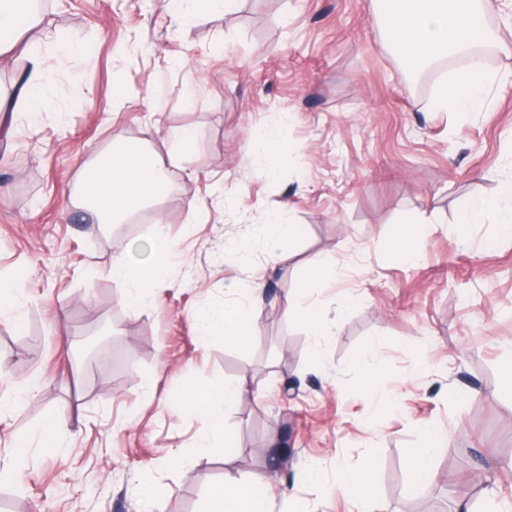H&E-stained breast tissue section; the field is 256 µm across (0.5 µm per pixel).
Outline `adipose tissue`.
Here are the masks:
<instances>
[{"label":"adipose tissue","instance_id":"adipose-tissue-1","mask_svg":"<svg viewBox=\"0 0 512 512\" xmlns=\"http://www.w3.org/2000/svg\"><path fill=\"white\" fill-rule=\"evenodd\" d=\"M374 3L383 19L391 49L409 69L417 70L451 56L467 59V66L457 71L434 96L432 111L462 116L481 111L489 89L498 82L497 76L486 70L482 59L472 54L473 48L489 36L481 0H374ZM36 18L30 0H0V47L34 25ZM66 94L65 86H49L37 68L20 88L15 109L46 110ZM170 189L166 168L152 153L139 147L113 150L102 162L82 167V198L101 224L119 222L158 204ZM171 250V240L159 224L148 238L146 259L120 258L113 262L111 275L124 286L131 304L147 301L154 279ZM335 278V267L313 265L304 285L288 298L286 314L302 322L312 335H327L330 327L308 302V292ZM264 294L263 285L258 283L250 288L244 300L200 310L196 318L204 336L237 349L250 346L258 333L256 313L265 304ZM246 391V385L240 382L191 385L183 391L181 405L194 409L204 422L199 450L209 449L217 441L232 444L233 438L224 427V416ZM263 481L259 474L246 480L225 474L223 482L210 492L204 512H268L267 500L258 491Z\"/></svg>","mask_w":512,"mask_h":512}]
</instances>
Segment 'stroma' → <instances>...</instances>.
Here are the masks:
<instances>
[{
    "label": "stroma",
    "instance_id": "1",
    "mask_svg": "<svg viewBox=\"0 0 512 512\" xmlns=\"http://www.w3.org/2000/svg\"><path fill=\"white\" fill-rule=\"evenodd\" d=\"M485 22L488 71L512 74V0H486ZM14 43L0 56V99L33 50L71 96L0 131V280L22 287L0 315V397L11 402L0 468L56 419L55 447L30 449L0 483V512H202L228 471L264 474L270 512H351L338 485L368 461L378 512H430L451 486L449 512H512V237L496 212L456 223L461 200L488 201L512 178V86L467 117L431 111L373 0H241L195 25L166 0H51ZM186 128L195 146L176 165ZM264 129L294 147L274 178L248 154ZM115 145L146 148L168 171L172 190L143 223L106 226L69 200L83 164ZM276 212L302 235L273 265L253 226ZM158 220L174 249L135 308L109 270L145 257ZM416 222L419 260L388 259L400 226ZM241 242L248 253L235 252ZM316 263L338 272L310 292L338 322L321 338L284 314ZM258 281L252 346L207 341L195 312ZM370 350L382 369L368 392L355 357ZM227 381L252 390L224 417L234 447L171 465L204 427L179 407L184 388ZM423 423L447 442L418 484L410 450ZM147 476L172 490L151 507Z\"/></svg>",
    "mask_w": 512,
    "mask_h": 512
}]
</instances>
